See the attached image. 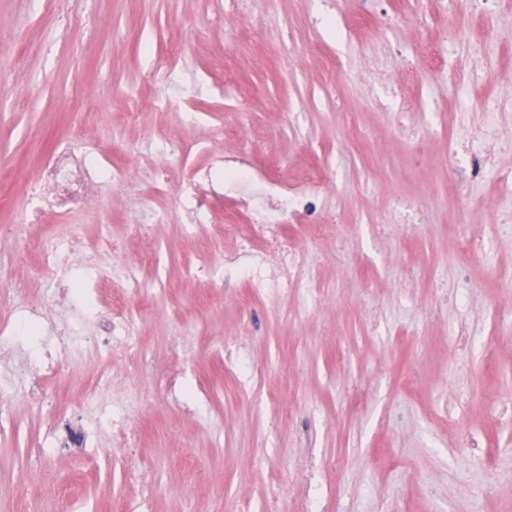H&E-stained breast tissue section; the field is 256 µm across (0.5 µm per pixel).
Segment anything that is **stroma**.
Returning a JSON list of instances; mask_svg holds the SVG:
<instances>
[{
    "mask_svg": "<svg viewBox=\"0 0 512 512\" xmlns=\"http://www.w3.org/2000/svg\"><path fill=\"white\" fill-rule=\"evenodd\" d=\"M230 0H0V224L14 222L29 175L56 138L77 129L129 171L112 221L78 217L84 235L107 238L137 266L146 298L129 295L122 269L55 314L95 335L91 308L108 312L123 296L140 316L139 350L87 354L77 374L56 376L37 398L9 400L0 428V485L25 481L22 497H0V512H283L312 501L320 512H471L489 476L499 493L482 512H512V325L491 334L493 304L512 303L502 278L512 240L490 234L500 203L496 172L470 182L463 198L442 195L450 137L499 94H512V0H495L483 31L469 14L448 17L439 0H280L279 56L308 43L315 53L289 70L256 66L251 23L224 29ZM428 17L368 28L367 15ZM374 68L373 85L322 93L337 71ZM98 109L78 112L86 87ZM151 109L131 117L145 93ZM390 111H379L380 101ZM246 152L268 174L290 181L327 170L332 202L349 226L342 241H311L300 224L282 226L289 246L307 247L318 305L270 299L238 281L216 287L213 257L254 262L246 226L183 230L179 204L148 179L142 163L166 161L165 181L209 162L212 150ZM439 196L429 223L401 236L376 232L374 218L395 193ZM168 223L143 238L130 216L147 201ZM483 232L479 253L461 256V236ZM35 256L6 269L0 312L42 297ZM466 279L455 305L434 283ZM463 356L448 349L458 329ZM112 399L138 400L130 432L90 433L84 448L56 451L55 427L87 415L85 395L100 376ZM481 447H453L456 429ZM390 452L393 467L372 458ZM341 461L340 470L326 468Z\"/></svg>",
    "mask_w": 512,
    "mask_h": 512,
    "instance_id": "obj_1",
    "label": "stroma"
}]
</instances>
